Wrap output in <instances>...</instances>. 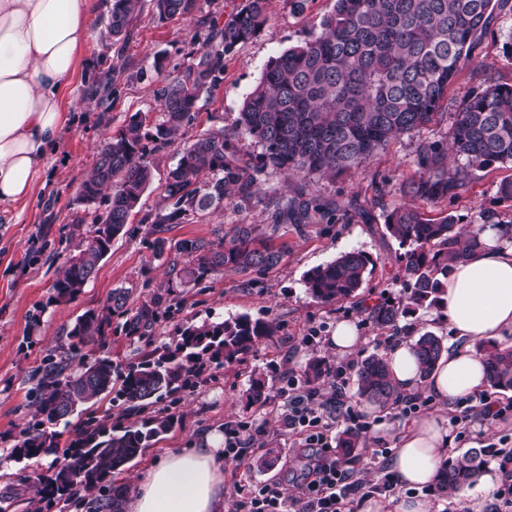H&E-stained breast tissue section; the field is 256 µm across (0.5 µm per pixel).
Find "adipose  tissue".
<instances>
[{
  "label": "adipose tissue",
  "mask_w": 512,
  "mask_h": 512,
  "mask_svg": "<svg viewBox=\"0 0 512 512\" xmlns=\"http://www.w3.org/2000/svg\"><path fill=\"white\" fill-rule=\"evenodd\" d=\"M98 0H0V223L9 224L31 200L47 160L69 121L63 97L81 66ZM482 248L470 252L448 276L442 309L457 341L429 377H421L408 342L387 361L400 392L426 382L441 405L480 391L485 361L472 343L512 348V246L501 227L477 225ZM217 440L157 460L127 496L124 512H224V457ZM437 415L418 419L395 443L392 470L401 485L434 484L449 445Z\"/></svg>",
  "instance_id": "obj_1"
}]
</instances>
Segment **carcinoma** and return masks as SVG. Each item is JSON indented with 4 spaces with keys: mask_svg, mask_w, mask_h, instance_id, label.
Instances as JSON below:
<instances>
[{
    "mask_svg": "<svg viewBox=\"0 0 512 512\" xmlns=\"http://www.w3.org/2000/svg\"><path fill=\"white\" fill-rule=\"evenodd\" d=\"M143 2L110 0L99 38L114 44L126 41ZM492 2L336 0L312 39L267 64L243 102L234 130L212 126L184 144L167 176V205L142 216L154 255H167V293L197 284L222 267L246 277L244 284L249 286L284 256L285 245L273 244L279 225L308 224L317 214L332 223L336 207L300 192L284 207L267 199L269 224L264 228L234 224L218 241L168 237L174 225L224 208V201L234 193L242 202L252 200L256 175L264 170L306 183L334 179L358 171L391 141L426 127L439 115L449 85L470 60L476 39L489 22ZM267 4L268 0H247L221 23L219 17L204 13L201 0H149L155 22L194 20L197 30L184 62L169 70L167 56L154 58V69L164 74L155 92L161 112L155 131L148 130L147 117L136 112L100 146L93 172L75 198L83 214L73 219L76 226L91 223L93 230L54 280L56 301L71 300L95 277L112 240L126 233L152 182L149 154L165 148L172 136L195 120L202 95L214 93L224 80L227 55L256 37L266 24ZM113 94L110 68L86 86V95L105 112ZM240 134L260 148L255 161L238 155L234 141ZM507 164L512 165V84L484 73L454 113L449 143L421 146L417 170L400 190L426 203L451 201L468 190L477 173ZM102 197L104 211H90ZM505 222L512 224L492 209L479 210L471 218L473 224ZM458 223L452 214L432 219L406 206L385 210L386 231L405 249V284L403 295L369 306L374 326L395 327L403 318L439 306L450 270L467 251L482 245L476 234L461 235ZM369 264L364 253L345 252L306 275L308 293L326 305L354 298L370 273ZM131 295L130 288L116 289L105 308L85 311L57 346V354L35 372L31 397L36 412L8 457L20 461L60 456L62 462L48 479L30 485L27 512H52L61 504L71 505L82 490L99 493L104 506L120 512L125 490L113 485V474L171 430L174 417L163 408L126 423L122 417L96 415L95 406L114 392L126 405V413H145L182 391L196 389L202 367L242 360L276 329L271 321H253L247 315L205 320L180 329L175 343L122 367L113 362L104 339L112 317L124 318L125 336L149 343L160 319L178 311L177 303L162 294L136 306L130 303ZM94 343L99 354L86 353L85 348ZM411 346L423 377L447 349L432 331L419 332ZM476 349L486 360L487 386L496 392L512 391V349H501L491 340L478 342ZM357 385L360 398L380 406L398 397L386 359L378 355L360 363ZM249 399L254 404L266 401L263 377L252 379ZM76 413L81 418L74 424L70 417ZM59 424L74 426L73 438L63 449L53 430ZM362 446L358 432H342L339 447L344 454ZM485 464L481 448L448 457L435 494L448 496L473 484Z\"/></svg>",
    "mask_w": 512,
    "mask_h": 512,
    "instance_id": "obj_1",
    "label": "carcinoma"
}]
</instances>
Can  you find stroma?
Instances as JSON below:
<instances>
[{"label": "stroma", "instance_id": "obj_1", "mask_svg": "<svg viewBox=\"0 0 512 512\" xmlns=\"http://www.w3.org/2000/svg\"><path fill=\"white\" fill-rule=\"evenodd\" d=\"M334 5L335 0H309L306 10L297 13L289 0H270L267 24L256 38L238 46L226 58L224 81L194 122L184 127L167 148L150 154L153 181L143 194L138 213L132 215L126 234L113 240L96 276L78 296L58 303L51 288L55 273L67 257L76 253L83 234L89 231L84 225L79 234H72L71 220L74 199L93 170L99 145L133 113L146 115L148 123L160 122L154 98L160 77L153 68V59L161 53L175 56L178 48L189 44L197 26L183 19L159 25L144 10L134 20L128 42L106 47L93 38L87 41L84 65L73 77L63 102L70 120L48 160L44 185L36 199L23 208L17 223L0 224V449L12 447L30 419L34 411L29 395L35 385L33 375L78 316L101 307L113 289H132V299L138 304L166 285L167 267L154 258L140 219L142 212L160 204L167 174L177 164L185 141L213 125L234 129L242 103L258 84L267 63L318 33L321 18ZM511 32L512 0H499L474 57L448 89L444 116L420 132L392 141L357 173L307 185V192L327 202L342 205L356 200L357 212L333 224L319 220L300 226L281 225L276 241L286 244L285 255L276 268L251 287H244L240 274L219 269L200 284L175 289L180 311L161 319L153 338L155 346L171 344L186 325L238 315L273 322L276 332L241 361L208 365L205 383L195 392L184 393L181 402L172 405L175 426L116 472L115 485L134 490L151 462L167 451L192 447L203 435L223 436L229 421L252 425L260 434L240 460L224 463L226 512H232L240 486L271 481L295 485L306 473L313 451L300 437L285 431L280 412L289 376L305 379L306 364L313 357L325 360L330 367L346 369V395L360 422L366 425L362 432L365 447L349 463L357 476L366 475L372 482H379L382 450L392 447L415 418L436 412L444 417L453 439L452 453L481 448L488 468H500L498 449L512 448V391L494 394V401L506 407L507 413L492 417L481 406L469 411L461 402L440 408L432 393L421 387L412 394L417 403L415 414L403 417L397 405L373 409L367 401L358 399L356 372L367 356L387 355L390 347L406 336L402 330L376 328L367 310L376 300L395 298L403 292L404 251L387 234L382 212L410 204V197L400 191L401 182L414 175L420 145L446 139L452 114L476 84L478 71L492 72L501 81L512 83V56L502 49ZM104 62L114 69L116 90L107 113L83 96L87 80ZM511 176L512 167L490 168L478 173L459 199L425 203L421 209L432 218L454 215L464 229L471 215L484 208L511 219L512 202L500 200L497 195L499 182ZM258 184L260 192L251 201L225 206L223 211L203 215L190 224L176 225L172 238L213 239L234 224H266L264 198L273 195L285 202L299 190L298 185L284 184L279 175L269 172L259 175ZM351 250L364 252L373 263L359 296L331 305L318 303L305 287L306 273ZM38 309L43 315L35 327L30 316ZM342 320L353 323L361 338L354 351L345 356L336 355L330 347V338ZM27 336L33 338L32 346H23ZM259 374L269 382V396L265 403L255 404L248 400L247 389ZM404 498L426 502L429 512H470L469 504L474 499L482 502L483 512H512V482L501 481L492 491L476 492L471 500L439 497L428 486L399 485L381 495L382 501L391 505Z\"/></svg>", "mask_w": 512, "mask_h": 512}]
</instances>
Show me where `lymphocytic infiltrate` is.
Masks as SVG:
<instances>
[{"label": "lymphocytic infiltrate", "instance_id": "obj_1", "mask_svg": "<svg viewBox=\"0 0 512 512\" xmlns=\"http://www.w3.org/2000/svg\"><path fill=\"white\" fill-rule=\"evenodd\" d=\"M354 414L342 398L320 404L314 390L290 384L281 420L286 430L303 435L306 447L316 449L315 462L296 493L280 483H267L238 502V512H341L344 501L364 488L353 470L342 467L328 441L340 422L353 421Z\"/></svg>", "mask_w": 512, "mask_h": 512}]
</instances>
